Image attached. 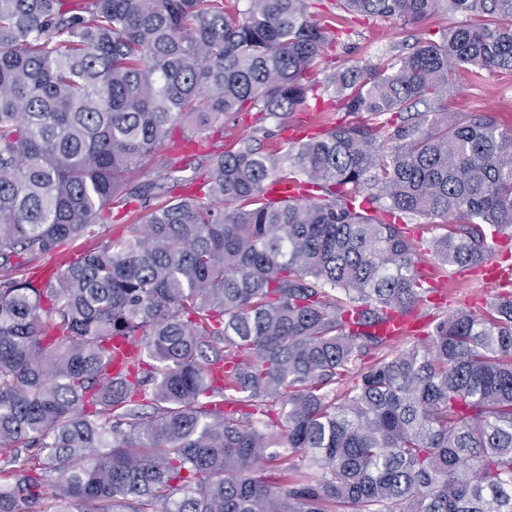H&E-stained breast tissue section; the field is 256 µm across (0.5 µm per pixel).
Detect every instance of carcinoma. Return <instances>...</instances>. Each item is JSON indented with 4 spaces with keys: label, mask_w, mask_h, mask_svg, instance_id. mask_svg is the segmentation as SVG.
<instances>
[{
    "label": "carcinoma",
    "mask_w": 512,
    "mask_h": 512,
    "mask_svg": "<svg viewBox=\"0 0 512 512\" xmlns=\"http://www.w3.org/2000/svg\"><path fill=\"white\" fill-rule=\"evenodd\" d=\"M321 2L0 0V512H512V292L356 367L434 292L408 224L460 268L512 228V130L448 110L457 72H512V0H338L464 20L320 83ZM329 101L354 121L198 151ZM161 149L195 175L138 181ZM306 113L313 112H295L284 119L270 117L268 119L258 120L260 116L256 112H240L238 114L224 117V142L225 144L232 139V135H255L258 143L265 145L270 141H282L288 137V130H283L284 125L296 126L307 121ZM285 123V124H284ZM255 127H263V130L252 133ZM263 131H267L268 138H263ZM434 223H431V222ZM421 225L409 224L410 235L413 237L418 248L424 253L428 246V241L435 235L445 232L441 225H444L438 218L421 220ZM430 222V223H423ZM426 253V252H425Z\"/></svg>",
    "instance_id": "1"
}]
</instances>
